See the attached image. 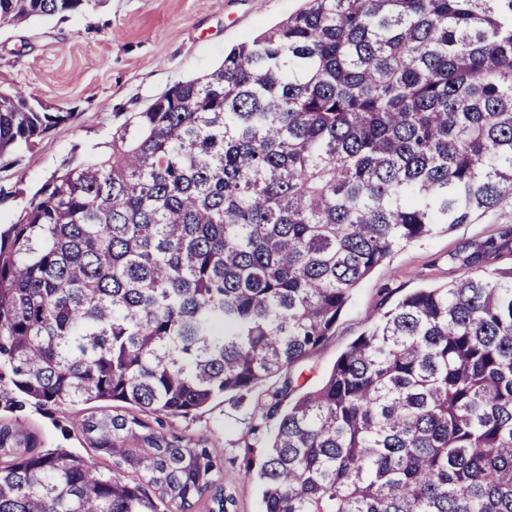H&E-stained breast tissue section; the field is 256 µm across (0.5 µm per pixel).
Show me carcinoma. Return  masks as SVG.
Returning a JSON list of instances; mask_svg holds the SVG:
<instances>
[{"label":"carcinoma","mask_w":512,"mask_h":512,"mask_svg":"<svg viewBox=\"0 0 512 512\" xmlns=\"http://www.w3.org/2000/svg\"><path fill=\"white\" fill-rule=\"evenodd\" d=\"M92 2L0 0V26ZM68 117L0 90V158ZM509 202L512 0H306L0 229V366L37 405L101 403L87 457L0 427V512H185L222 460L144 418L274 377L261 512H512V225L296 373L396 249Z\"/></svg>","instance_id":"carcinoma-1"}]
</instances>
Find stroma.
Here are the masks:
<instances>
[{
  "label": "stroma",
  "mask_w": 512,
  "mask_h": 512,
  "mask_svg": "<svg viewBox=\"0 0 512 512\" xmlns=\"http://www.w3.org/2000/svg\"><path fill=\"white\" fill-rule=\"evenodd\" d=\"M301 0H98L84 12L0 27V89H21L68 112L34 147L0 160V224L16 220L27 196L67 160H92L99 143L128 113L139 111L174 83L216 68L225 50L273 26ZM512 224V205L453 231L438 230L398 251L356 289L333 333L300 366L315 386L336 359L404 294L463 277L448 254L463 243ZM252 402L221 398L204 411L171 421L176 434L218 444L226 512H260L255 483L246 481L239 439ZM75 411L24 402L9 377L0 378V425L33 435L39 451L89 455L74 426Z\"/></svg>",
  "instance_id": "stroma-1"
}]
</instances>
